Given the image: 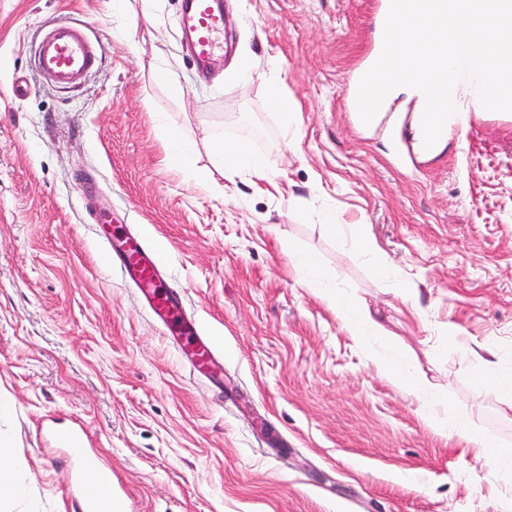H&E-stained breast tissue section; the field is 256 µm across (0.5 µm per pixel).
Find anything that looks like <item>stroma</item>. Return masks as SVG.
<instances>
[{"label":"stroma","instance_id":"obj_1","mask_svg":"<svg viewBox=\"0 0 512 512\" xmlns=\"http://www.w3.org/2000/svg\"><path fill=\"white\" fill-rule=\"evenodd\" d=\"M182 0H0V448L21 493L0 512H69L63 447L47 425H84L128 512H512V472L465 448L512 451V398L471 368L470 348L512 374V121L483 112L407 171L408 127L359 128L343 96L368 53L374 0H224L232 55L201 77L182 45ZM55 20L85 25L98 69L61 90L33 71ZM250 73H243V64ZM25 78L29 90L15 97ZM299 109L283 117L272 85ZM246 142L276 180L169 168L155 127ZM292 125L294 138L284 136ZM344 225L331 232L329 220ZM129 224L158 242L170 283L223 351L190 375L98 236ZM370 235L375 275L355 250ZM369 307L391 344L361 347L289 249ZM400 349L436 386H393L367 350Z\"/></svg>","mask_w":512,"mask_h":512}]
</instances>
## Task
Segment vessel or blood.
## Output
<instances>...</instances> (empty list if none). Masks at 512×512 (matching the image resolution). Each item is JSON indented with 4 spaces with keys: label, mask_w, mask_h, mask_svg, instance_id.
<instances>
[{
    "label": "vessel or blood",
    "mask_w": 512,
    "mask_h": 512,
    "mask_svg": "<svg viewBox=\"0 0 512 512\" xmlns=\"http://www.w3.org/2000/svg\"><path fill=\"white\" fill-rule=\"evenodd\" d=\"M190 54L198 67L224 48V14L218 0H184L180 17ZM36 70L50 78L53 85L69 89L82 84L98 65L97 46L84 30L67 21L49 24L41 34L34 59ZM479 100H472L468 109L458 111L443 128L444 134H457L471 123L475 112L481 111ZM102 246L113 270L123 280L133 281L139 288L150 313L158 320L162 332L181 339L190 355L191 372L208 371L218 352L209 337L199 333L195 322L185 314V299L163 277L166 262L156 243L133 234H124L120 242L104 238ZM85 432L61 435L67 446V466L72 481V500L78 512H112V501L106 496L92 497L85 474L92 467L91 456L84 453Z\"/></svg>",
    "instance_id": "b4317fda"
}]
</instances>
